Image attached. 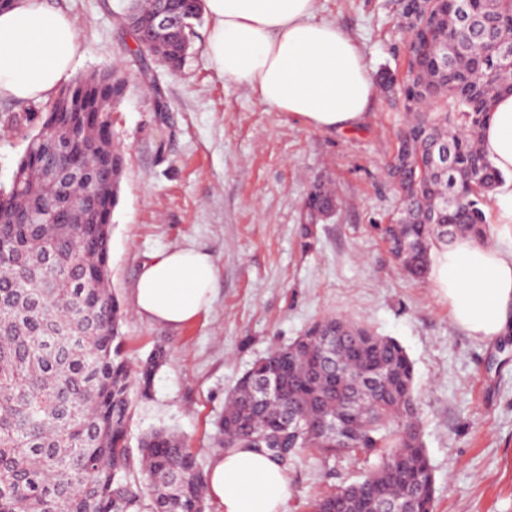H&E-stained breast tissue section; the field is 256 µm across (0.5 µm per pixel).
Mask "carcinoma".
I'll return each instance as SVG.
<instances>
[{
	"instance_id": "carcinoma-1",
	"label": "carcinoma",
	"mask_w": 512,
	"mask_h": 512,
	"mask_svg": "<svg viewBox=\"0 0 512 512\" xmlns=\"http://www.w3.org/2000/svg\"><path fill=\"white\" fill-rule=\"evenodd\" d=\"M202 0H162L176 24L165 35L152 24L153 5L131 3L138 46L181 66ZM422 14L401 31L411 62L401 86L411 120L399 133L390 178L404 192L395 223L382 229L407 274L423 279L431 249L464 236L485 242L484 206L504 183L483 153L481 129L496 99L512 93V66L497 67L494 50L512 45V0H469L466 18L442 0H421ZM454 54L443 66L448 48ZM125 81L112 69L80 74L33 111L40 127L29 139L38 164L21 191L0 197V512H206V476L176 435L146 434L138 466L146 490L133 487L127 446L132 368L120 333V304L109 286L110 223L119 189L101 187V206L75 208L84 184L69 175V158L56 144L70 141L88 167L100 156L91 122L79 129L61 112L94 117L111 113ZM451 149V173L426 161ZM334 191L316 184L304 202L305 218L328 209ZM336 368L318 365L324 334ZM164 352L137 371L142 395L151 389ZM370 370L379 393H357L349 379ZM272 378L277 393L255 396L256 381ZM293 412V428L280 424ZM341 422L351 444L341 446L319 428ZM224 449L260 448L283 463L303 448L324 457L360 453L378 457L363 479L313 499L309 512H380L398 500L407 512H435L434 475L417 421L414 369L402 344L368 327L328 317L293 344L258 359L239 380L219 425Z\"/></svg>"
}]
</instances>
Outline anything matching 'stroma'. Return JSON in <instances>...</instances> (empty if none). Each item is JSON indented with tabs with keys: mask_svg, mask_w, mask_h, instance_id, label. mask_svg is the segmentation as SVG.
<instances>
[{
	"mask_svg": "<svg viewBox=\"0 0 512 512\" xmlns=\"http://www.w3.org/2000/svg\"><path fill=\"white\" fill-rule=\"evenodd\" d=\"M49 3L69 14L84 44L78 72L111 67L126 81L112 114L124 164L110 281L131 364L167 351L149 395L131 394L130 448L165 429L208 467L225 401L252 363L341 316L397 339L413 362L436 512H512V330L487 340L457 329L432 278H409L378 232L401 207L385 171L405 118L400 98L379 92L357 130H318L216 73L208 18L195 22L174 71L137 46L122 21L125 0ZM316 13L356 41L373 77L404 76L398 0H316ZM39 125L28 102L0 99V191ZM317 181L338 206L309 224L302 204ZM189 245L217 268L210 310L180 328L138 317L141 264ZM370 467L361 454L326 460L302 450L284 466L286 512H307L313 498Z\"/></svg>",
	"mask_w": 512,
	"mask_h": 512,
	"instance_id": "stroma-1",
	"label": "stroma"
}]
</instances>
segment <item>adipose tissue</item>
I'll use <instances>...</instances> for the list:
<instances>
[{"instance_id":"1","label":"adipose tissue","mask_w":512,"mask_h":512,"mask_svg":"<svg viewBox=\"0 0 512 512\" xmlns=\"http://www.w3.org/2000/svg\"><path fill=\"white\" fill-rule=\"evenodd\" d=\"M204 8L211 20L206 52L219 76L313 128L362 124L376 83L355 41L316 18L315 0H204ZM83 53L65 12L47 0H18L0 12V99L46 100L72 80ZM481 148L494 167L512 174V94L497 100ZM431 276L456 327L489 340L512 327V253L461 237L436 256ZM216 280L208 253L169 249L142 264L135 310L180 327L211 306ZM206 491L224 512H284L290 495L281 465L252 448L215 454Z\"/></svg>"}]
</instances>
